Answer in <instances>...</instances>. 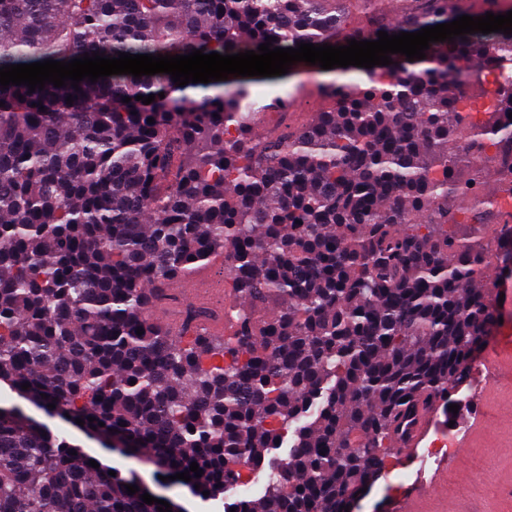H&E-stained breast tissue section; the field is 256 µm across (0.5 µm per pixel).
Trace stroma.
I'll return each mask as SVG.
<instances>
[{
  "label": "stroma",
  "mask_w": 512,
  "mask_h": 512,
  "mask_svg": "<svg viewBox=\"0 0 512 512\" xmlns=\"http://www.w3.org/2000/svg\"><path fill=\"white\" fill-rule=\"evenodd\" d=\"M320 83V76L301 70L281 81L257 84L253 91L268 100L287 96L293 120L301 122L321 107ZM498 290L505 295L503 303L497 306L501 322L476 356L468 384L450 397L451 404L458 405V412L439 406L436 428L427 444L413 458L393 460L386 473L359 501L355 512H397V504L409 493L418 475L433 473L438 460L443 458L448 461L444 491L459 512H512V389L497 385V375L488 364L490 354L501 340L512 335V276L502 277ZM479 414L484 415L489 434L464 456L451 457L444 439L451 434L461 435ZM112 466L123 476L136 477L157 495L180 504L193 500L196 512H224L222 500L193 499L187 488L160 480L157 468L140 458L116 452L112 455Z\"/></svg>",
  "instance_id": "35a3bbf8"
}]
</instances>
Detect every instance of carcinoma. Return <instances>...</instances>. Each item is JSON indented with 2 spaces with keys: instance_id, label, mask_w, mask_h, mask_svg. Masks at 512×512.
Segmentation results:
<instances>
[{
  "instance_id": "carcinoma-1",
  "label": "carcinoma",
  "mask_w": 512,
  "mask_h": 512,
  "mask_svg": "<svg viewBox=\"0 0 512 512\" xmlns=\"http://www.w3.org/2000/svg\"><path fill=\"white\" fill-rule=\"evenodd\" d=\"M450 4L400 0L389 19L380 0H0V67L237 54L269 37L343 46L451 22ZM425 54L322 85L329 107L261 140V112L282 117L288 101L254 94L260 76L0 88V381L189 471L207 500L288 444L263 495L224 512H353L417 405L468 379L512 274V229L486 211L463 222L456 206L484 198L486 163L466 161L464 134L480 154L495 148L512 194V82L482 125L468 121L472 96L448 93L458 62L511 65L512 34ZM218 257L235 301L224 335L202 307L170 333L152 315L159 290ZM72 450L0 405V512H159Z\"/></svg>"
}]
</instances>
